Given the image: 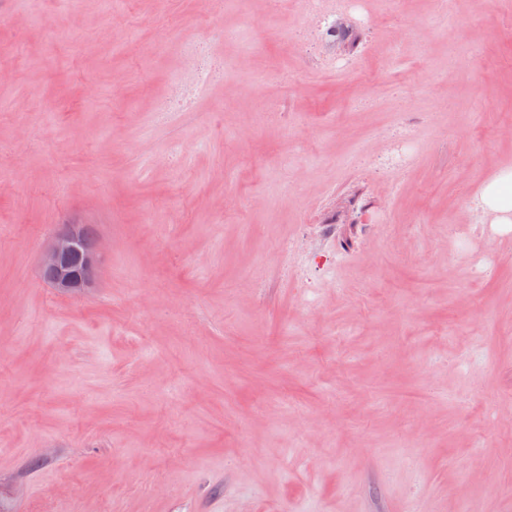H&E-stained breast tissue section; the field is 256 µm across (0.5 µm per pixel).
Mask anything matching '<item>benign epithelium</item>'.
I'll use <instances>...</instances> for the list:
<instances>
[{
    "label": "benign epithelium",
    "instance_id": "1",
    "mask_svg": "<svg viewBox=\"0 0 512 512\" xmlns=\"http://www.w3.org/2000/svg\"><path fill=\"white\" fill-rule=\"evenodd\" d=\"M84 227L68 224L57 232L42 263L44 280L55 290L67 295H80L92 287L95 280L85 277V270L100 272L101 255L98 246H89L83 239Z\"/></svg>",
    "mask_w": 512,
    "mask_h": 512
}]
</instances>
